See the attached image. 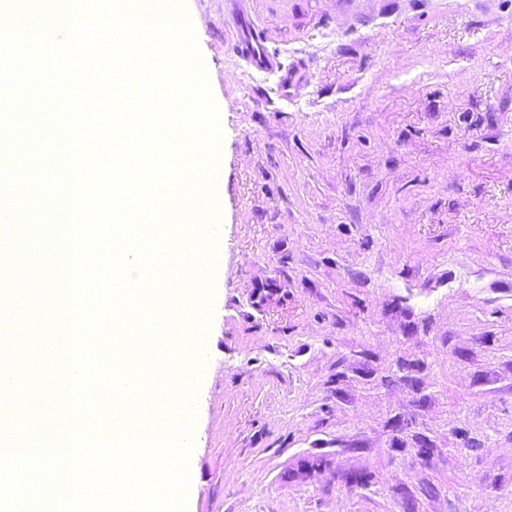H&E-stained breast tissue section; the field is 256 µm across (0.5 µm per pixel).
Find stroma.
Returning <instances> with one entry per match:
<instances>
[{"mask_svg":"<svg viewBox=\"0 0 512 512\" xmlns=\"http://www.w3.org/2000/svg\"><path fill=\"white\" fill-rule=\"evenodd\" d=\"M224 2L188 512H512V0H244L274 72ZM230 16L235 27L234 50L237 56L253 70L272 71L277 66V62L267 50L253 18L236 9Z\"/></svg>","mask_w":512,"mask_h":512,"instance_id":"obj_1","label":"stroma"}]
</instances>
